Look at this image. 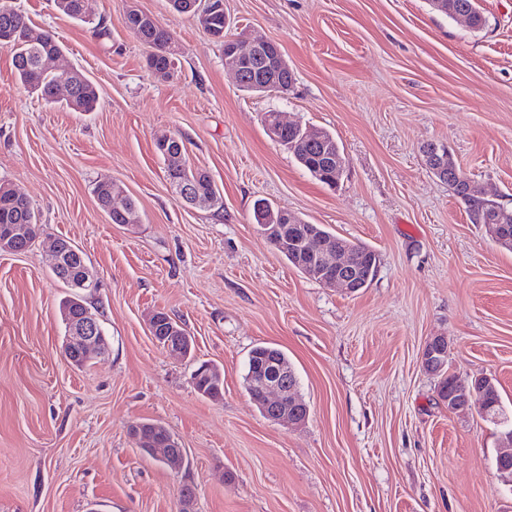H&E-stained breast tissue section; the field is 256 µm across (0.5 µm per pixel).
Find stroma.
<instances>
[{
	"mask_svg": "<svg viewBox=\"0 0 512 512\" xmlns=\"http://www.w3.org/2000/svg\"><path fill=\"white\" fill-rule=\"evenodd\" d=\"M53 33L60 67L97 87L93 112L47 104L0 49V183L27 197L40 236L0 252V512H512L496 470L499 429L449 411L422 365L448 340L449 372L495 380L512 416V250L426 164L445 145L484 199L512 209V0H479L485 27L427 0H224L231 32L280 43L288 94H250L224 51L170 0H89L107 35L53 0H12ZM181 48L169 82L126 27L128 6ZM331 133L347 159L336 186L273 142L264 114ZM181 140L224 206L173 194L156 148ZM119 181L141 221L111 223L93 189ZM285 208L379 256L352 293L305 277L259 233L254 206ZM66 237L98 286L87 294L108 354L72 365L61 345L69 288L49 249ZM168 313L194 340L174 358L147 328ZM281 348L310 414L266 419L245 383L250 351ZM218 366L224 395L192 383ZM164 425L185 450L171 469L130 427ZM447 343V340L442 336L432 337L425 345L423 350V366L425 370L431 374H435L442 367L441 356L442 347Z\"/></svg>",
	"mask_w": 512,
	"mask_h": 512,
	"instance_id": "35a3bbf8",
	"label": "stroma"
}]
</instances>
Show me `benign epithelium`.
Instances as JSON below:
<instances>
[{"label": "benign epithelium", "instance_id": "obj_1", "mask_svg": "<svg viewBox=\"0 0 512 512\" xmlns=\"http://www.w3.org/2000/svg\"><path fill=\"white\" fill-rule=\"evenodd\" d=\"M224 63L233 72L237 85H249L258 91L267 92L273 87L287 90L281 82V74L292 73L279 43L272 40H255L246 42L235 39L224 48ZM299 129V125L283 119L276 114L273 122L266 124V132L275 143L286 146L288 141L284 134ZM259 231L270 242L291 256L305 255L311 258V270L317 273L320 282L337 284L354 292L359 288L358 260L356 251L349 247L337 248L334 240L313 229L307 231L301 238L290 239L283 234L281 225L266 223L261 210L263 204H258ZM30 226L27 224H4L0 226V250L5 252L17 251V243L27 238ZM447 343L442 336L432 337L423 350V366L431 374L442 367L441 350ZM163 347L171 355L185 358L190 355L192 340L187 333L175 328L164 337ZM108 348L103 344L100 333L99 317L89 307H84L80 319L70 323L69 332L63 345V353L71 362H76L92 355L104 356ZM254 388L262 395L260 406L273 422L288 421L301 424L308 419L309 411L298 412L301 406L296 395L294 381L287 369L279 362L270 363L266 372L254 375ZM448 402L459 412L475 411L484 419L495 425L506 423L501 413L493 410L486 401L482 390L473 389L469 394L448 396ZM130 435L136 447L153 455H159L164 463H176L183 459L185 450L175 440L167 442V447L160 450L155 444L142 435V424L136 423L130 428Z\"/></svg>", "mask_w": 512, "mask_h": 512}]
</instances>
